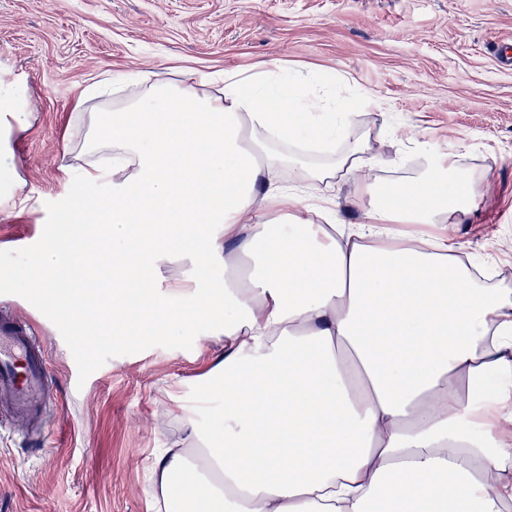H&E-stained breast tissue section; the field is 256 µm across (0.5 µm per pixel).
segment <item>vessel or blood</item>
<instances>
[{
	"label": "vessel or blood",
	"mask_w": 512,
	"mask_h": 512,
	"mask_svg": "<svg viewBox=\"0 0 512 512\" xmlns=\"http://www.w3.org/2000/svg\"><path fill=\"white\" fill-rule=\"evenodd\" d=\"M0 392L8 394L22 414L35 413L37 402L49 394L39 338L10 318L0 320Z\"/></svg>",
	"instance_id": "obj_1"
}]
</instances>
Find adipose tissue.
<instances>
[{
  "instance_id": "1",
  "label": "adipose tissue",
  "mask_w": 512,
  "mask_h": 512,
  "mask_svg": "<svg viewBox=\"0 0 512 512\" xmlns=\"http://www.w3.org/2000/svg\"><path fill=\"white\" fill-rule=\"evenodd\" d=\"M273 70L157 82L100 113L84 182L111 199L67 204L32 281L59 310L86 314L83 284L110 277L94 307L103 332L131 325L171 334L200 325L223 337L209 372L219 439L159 449L150 470L166 502L192 512H506L512 502V293L487 287L444 237L404 224H449L478 197L454 154L420 142L415 176L370 190L362 224L333 206L307 217V188L278 177L302 145L327 144L312 180L367 183L372 136L351 115ZM34 110L24 83L0 81V158ZM199 240L194 276L164 281L175 242ZM223 267L224 287L197 307L152 300ZM67 296H60V289Z\"/></svg>"
}]
</instances>
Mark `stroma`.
<instances>
[{"mask_svg": "<svg viewBox=\"0 0 512 512\" xmlns=\"http://www.w3.org/2000/svg\"><path fill=\"white\" fill-rule=\"evenodd\" d=\"M512 36V0H0V80H24L29 126L11 139L26 199L0 177V313L32 323L48 343V434L0 394V512H164L147 492L154 452L181 442L184 406L201 403L212 432L219 401H201L219 344L208 327L106 337L94 372L71 379L74 346L55 312L28 293L21 253L40 221L72 197L106 205L97 186L72 174L106 105L133 99L129 83L86 89L109 73L173 79L187 68L223 77L272 60L334 71L326 83L348 105L354 128L378 131L366 149L377 186L423 167L419 141L457 150V167L481 182L471 211L426 226L473 258L494 257L492 284L512 289V67L496 43ZM365 188L347 179L317 185L343 224H362Z\"/></svg>", "mask_w": 512, "mask_h": 512, "instance_id": "1", "label": "stroma"}]
</instances>
